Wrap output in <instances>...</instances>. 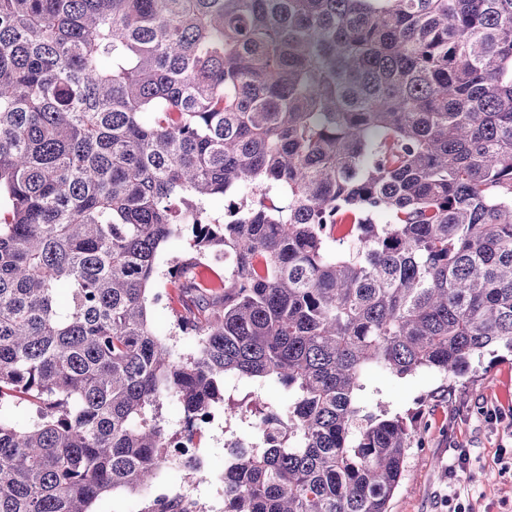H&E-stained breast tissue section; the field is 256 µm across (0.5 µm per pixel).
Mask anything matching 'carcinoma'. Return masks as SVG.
I'll use <instances>...</instances> for the list:
<instances>
[{
  "label": "carcinoma",
  "instance_id": "cac0c4a2",
  "mask_svg": "<svg viewBox=\"0 0 512 512\" xmlns=\"http://www.w3.org/2000/svg\"><path fill=\"white\" fill-rule=\"evenodd\" d=\"M186 228L179 354L150 305ZM501 346L512 0H0V512L196 471L170 448L218 408L224 512H388L414 430L366 411L370 381ZM233 419L270 433L239 448Z\"/></svg>",
  "mask_w": 512,
  "mask_h": 512
}]
</instances>
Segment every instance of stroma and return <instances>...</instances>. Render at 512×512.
<instances>
[{
	"label": "stroma",
	"instance_id": "35a3bbf8",
	"mask_svg": "<svg viewBox=\"0 0 512 512\" xmlns=\"http://www.w3.org/2000/svg\"><path fill=\"white\" fill-rule=\"evenodd\" d=\"M473 368L462 378L420 371L371 381V411L419 414L407 471L388 512H512V353L498 350ZM199 444L198 472L168 470L160 480L203 512H215L224 499L223 419Z\"/></svg>",
	"mask_w": 512,
	"mask_h": 512
}]
</instances>
